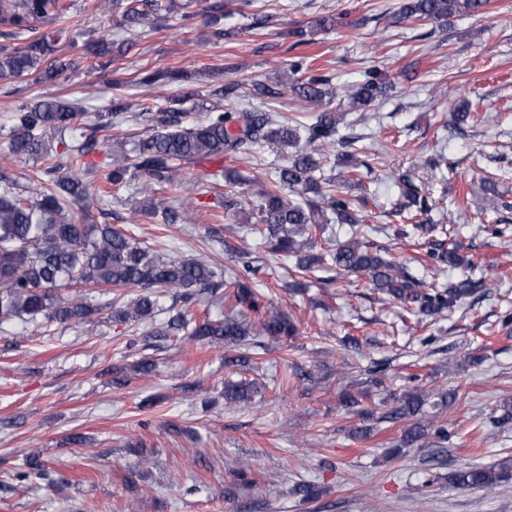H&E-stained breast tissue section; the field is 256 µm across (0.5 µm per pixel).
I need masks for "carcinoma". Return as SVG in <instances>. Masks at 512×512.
I'll list each match as a JSON object with an SVG mask.
<instances>
[{"label":"carcinoma","instance_id":"obj_1","mask_svg":"<svg viewBox=\"0 0 512 512\" xmlns=\"http://www.w3.org/2000/svg\"><path fill=\"white\" fill-rule=\"evenodd\" d=\"M487 0H405L402 18L439 22L456 14L481 11ZM176 0H125L116 24L128 30L149 21H162L173 13ZM69 5L66 0H0V28L4 35L32 33L19 47L0 46V80L34 77L52 82L66 70L56 57V44L62 30L36 33L34 24L63 22ZM347 14L322 16L314 22L319 31L349 25ZM111 40L103 35L84 44L85 52L100 59L98 67H108L103 57L110 53ZM294 78L289 85L273 89L257 82L248 98L269 105L291 91L318 109L310 122L292 125L282 121L269 108L226 111L213 108L205 120L188 126L180 105L197 95L193 88H181L179 98L164 109L149 113V132L135 134L134 155L126 150L127 140L114 130L127 122L125 107L97 112L88 122L83 113L66 101L45 98L25 103L12 113L8 155L16 161L40 164L39 187L31 195L24 189L0 188V325L16 319H39L62 327L92 323L91 315L109 311V319L119 325L149 323L152 336H180L191 344L227 349L229 366H245L252 360L249 338L265 336L284 343L299 333L297 324L255 293L247 280L257 269L242 263L229 275L217 263L203 258L165 257L144 245L125 228L89 222L94 202L103 200L110 189L134 187L150 199H162L160 191L183 187L182 173L187 165L224 156L245 158L262 142L295 146L304 141L290 166L276 171L274 178L259 191L252 233L279 253H305L299 267L314 264L334 266L340 271L360 273L371 278L375 288L388 300L411 307L421 317H432L455 307L458 299L473 292L469 280L446 288H432L409 275L402 266L388 261L363 244V216L353 199L336 187V180L324 174L325 149L336 146L338 121L331 108L336 98L331 79L313 72L306 58L289 63ZM384 72L368 69L357 85L345 90L353 106L365 105L386 92ZM96 176L100 192H89L88 179ZM403 208H414L413 228L427 235L436 225L416 218L429 211L427 199L418 195L407 177ZM194 198L158 208L152 204L137 214L146 224L162 214L164 225L180 224ZM350 226L351 237L335 248L313 253L318 234L331 219ZM425 248L420 264L437 268L470 265V261L447 240H417ZM74 285L105 298L94 304L88 297L68 298L62 289ZM174 291L172 304L159 303L158 290ZM224 289L227 314L213 319L196 315L193 307L200 294ZM255 388L248 383L224 386L227 404L246 403ZM425 397L420 390L406 391L381 419L395 423L423 413ZM454 434L452 424L442 421L425 426L417 421L404 430L403 443L412 445L430 435L442 445ZM512 478V462L493 466H466L453 471L448 480L460 488L492 491ZM15 479L47 480L49 471L39 455H28Z\"/></svg>","mask_w":512,"mask_h":512}]
</instances>
